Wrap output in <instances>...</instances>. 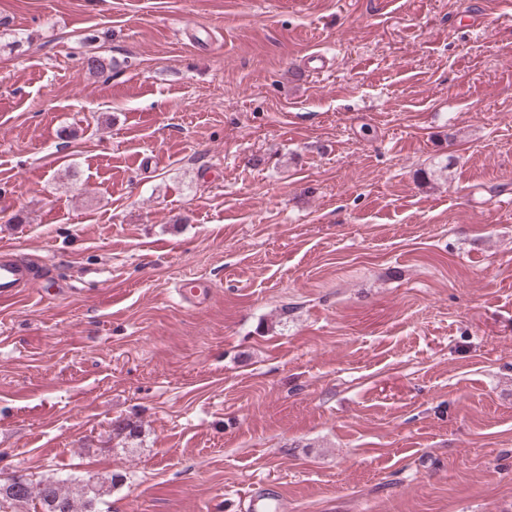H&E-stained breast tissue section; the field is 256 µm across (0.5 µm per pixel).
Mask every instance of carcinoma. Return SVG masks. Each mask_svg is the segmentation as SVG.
Instances as JSON below:
<instances>
[{
  "mask_svg": "<svg viewBox=\"0 0 512 512\" xmlns=\"http://www.w3.org/2000/svg\"><path fill=\"white\" fill-rule=\"evenodd\" d=\"M119 475L79 480L70 475L25 480L13 486L0 483V509L11 512H101L89 510L91 502L101 503L116 485Z\"/></svg>",
  "mask_w": 512,
  "mask_h": 512,
  "instance_id": "obj_1",
  "label": "carcinoma"
}]
</instances>
